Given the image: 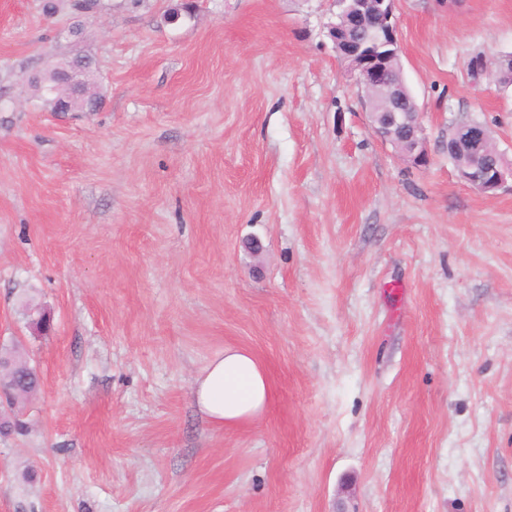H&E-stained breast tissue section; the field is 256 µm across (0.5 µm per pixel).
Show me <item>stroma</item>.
I'll return each instance as SVG.
<instances>
[{
	"label": "stroma",
	"instance_id": "obj_1",
	"mask_svg": "<svg viewBox=\"0 0 512 512\" xmlns=\"http://www.w3.org/2000/svg\"><path fill=\"white\" fill-rule=\"evenodd\" d=\"M42 5L0 0V344L42 380L0 512H512V182L448 158L477 120L512 160V0H397L422 168L334 0ZM77 53L101 104L52 111L28 80ZM227 346L273 399L221 430L191 389ZM378 112H381L380 128L371 122L375 133L391 145L392 130L398 131L400 128L410 126L409 136L404 140L407 144L395 151L407 163L418 167L426 166L429 162V153L417 100L412 98L400 83L389 82Z\"/></svg>",
	"mask_w": 512,
	"mask_h": 512
}]
</instances>
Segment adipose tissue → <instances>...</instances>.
Masks as SVG:
<instances>
[{
  "instance_id": "obj_1",
  "label": "adipose tissue",
  "mask_w": 512,
  "mask_h": 512,
  "mask_svg": "<svg viewBox=\"0 0 512 512\" xmlns=\"http://www.w3.org/2000/svg\"><path fill=\"white\" fill-rule=\"evenodd\" d=\"M201 413L216 428L257 418L272 399L266 373L249 351L228 346L200 370L192 387Z\"/></svg>"
}]
</instances>
